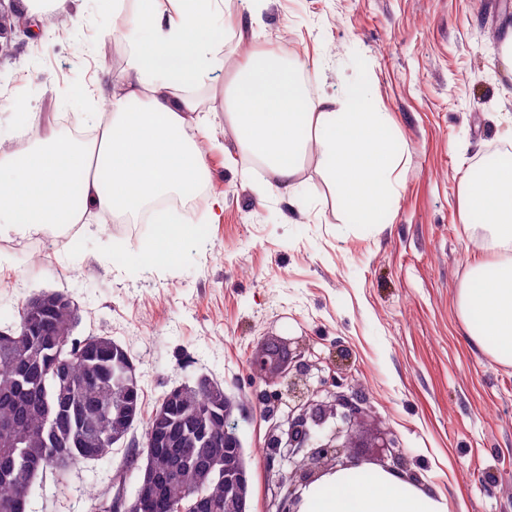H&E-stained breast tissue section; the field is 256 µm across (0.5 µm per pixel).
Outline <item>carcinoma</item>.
I'll return each instance as SVG.
<instances>
[{
  "label": "carcinoma",
  "mask_w": 512,
  "mask_h": 512,
  "mask_svg": "<svg viewBox=\"0 0 512 512\" xmlns=\"http://www.w3.org/2000/svg\"><path fill=\"white\" fill-rule=\"evenodd\" d=\"M29 318L53 323L56 336H24V321L0 331V512H29L30 475L52 471L62 476L55 462L70 457L74 464L100 461L112 453V445L91 442L82 421L93 418L99 405L112 404V420L100 423L103 436L121 427L130 432L144 423V435L161 436L176 426L181 441L175 450L153 460L161 474L159 493L147 500L146 512H168L174 503H186L203 494L205 512H236L229 504L230 490L224 477L209 473L208 458H220L227 472L240 475L238 448L233 446L235 415H224V387L209 381L179 396L168 390L148 416L143 410L125 424L131 397L142 390L135 371L115 380L125 347L109 336L90 342L69 337L75 354L56 353L59 337L68 332L75 309L49 300Z\"/></svg>",
  "instance_id": "1"
}]
</instances>
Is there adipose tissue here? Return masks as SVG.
Segmentation results:
<instances>
[{
	"label": "adipose tissue",
	"instance_id": "1",
	"mask_svg": "<svg viewBox=\"0 0 512 512\" xmlns=\"http://www.w3.org/2000/svg\"><path fill=\"white\" fill-rule=\"evenodd\" d=\"M138 36L123 78L104 75L105 112L77 115L78 136L0 152V234H39L134 215L160 197L194 192L206 168L188 135L197 110L183 88L199 85L221 61L213 37L224 27L221 0H136ZM299 63L254 53L224 91V119L242 151L260 159L270 180L259 195H292L310 150L337 188L350 223H375L392 194L403 147L386 113L367 107L368 86L345 89L340 103L307 95ZM461 216L480 229L492 262L472 266L458 291V315L472 342L512 365V157L492 160L460 181ZM191 233L178 218L155 219V245L134 251L147 267L166 266ZM300 512H448L384 470L349 468L312 487Z\"/></svg>",
	"mask_w": 512,
	"mask_h": 512
}]
</instances>
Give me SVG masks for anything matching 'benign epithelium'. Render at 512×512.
Wrapping results in <instances>:
<instances>
[{
	"label": "benign epithelium",
	"mask_w": 512,
	"mask_h": 512,
	"mask_svg": "<svg viewBox=\"0 0 512 512\" xmlns=\"http://www.w3.org/2000/svg\"><path fill=\"white\" fill-rule=\"evenodd\" d=\"M9 8H4V2ZM15 0H0V57L11 53L8 34L15 30L34 31L37 22L24 11L14 8ZM252 372L266 378L272 374L279 388L273 392L274 419L267 435L266 447L271 449L267 459L274 467L278 458L286 457L295 464L289 480L280 481L271 494L267 512H298L300 494L297 484H308L328 465L349 453L351 448H379L392 464L388 471L406 468V460L389 433L365 437L359 430L364 399L359 393L347 394L342 376L334 367L319 358L305 354L297 347L285 352L261 348L250 360ZM140 497L118 502L114 512H138L140 499L150 494L156 476L149 470L142 475Z\"/></svg>",
	"instance_id": "1"
}]
</instances>
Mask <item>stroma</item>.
<instances>
[{
    "label": "stroma",
    "mask_w": 512,
    "mask_h": 512,
    "mask_svg": "<svg viewBox=\"0 0 512 512\" xmlns=\"http://www.w3.org/2000/svg\"><path fill=\"white\" fill-rule=\"evenodd\" d=\"M249 0H223L224 61L190 89V132L205 154L208 189L183 215L194 227L171 262L129 256L153 242V224H73L63 237H0V326L43 292L68 295L73 334L109 336L136 362L144 408L180 384L207 378L247 408L238 420L252 478V512H266L279 478L263 451L270 420L254 404L275 385L253 376L261 347L304 341L362 394L364 426L396 437L407 475L442 494L448 512H512V365L495 363L467 335L458 289L484 259L461 222L460 180L490 152L512 145V67L502 56L512 0H262L255 36L241 37ZM65 19L46 39L16 32L0 58V137L30 143L73 129L96 109L109 57L127 59L132 0H49L41 21ZM254 52L299 62L309 93L341 99L373 89L404 156L395 192L374 224H351L337 190L307 161L296 199L260 197L256 172L224 120L222 100ZM224 210L211 217L214 200ZM71 256L58 260L60 243ZM135 427L102 461L64 478L46 472L30 512H85L91 494L133 495ZM121 487H113L115 472Z\"/></svg>",
    "instance_id": "1"
}]
</instances>
